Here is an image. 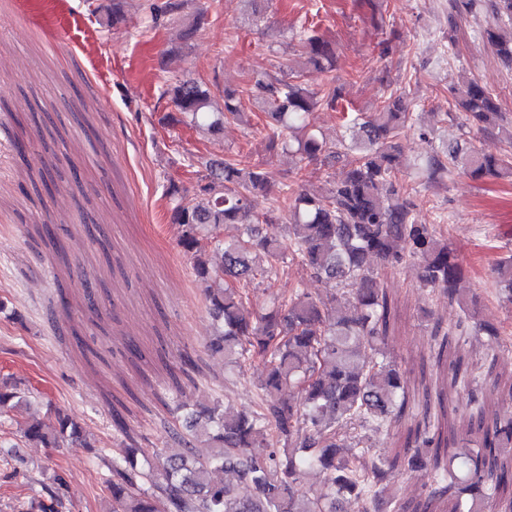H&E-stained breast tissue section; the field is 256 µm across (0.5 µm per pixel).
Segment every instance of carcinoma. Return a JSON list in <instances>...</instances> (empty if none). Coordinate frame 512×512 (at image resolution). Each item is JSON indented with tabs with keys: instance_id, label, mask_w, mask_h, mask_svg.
<instances>
[{
	"instance_id": "carcinoma-1",
	"label": "carcinoma",
	"mask_w": 512,
	"mask_h": 512,
	"mask_svg": "<svg viewBox=\"0 0 512 512\" xmlns=\"http://www.w3.org/2000/svg\"><path fill=\"white\" fill-rule=\"evenodd\" d=\"M494 22L480 36L496 56L512 67V0H490ZM184 0H165L153 20L176 17ZM479 0H452L448 22L473 13ZM299 60L280 74L257 70L246 94L224 89V111L210 110L209 91L193 79L167 85L174 110L164 120L180 124L189 116L199 126L220 131L245 116L243 96L268 106L265 127L269 147L288 150L296 158L294 175L280 184L275 210L288 216L283 231L273 213L258 214L252 201L275 186L273 172L237 152L221 161H199L195 196L179 203L172 221L181 227L178 246L192 263L194 281L205 289L208 310L218 327L207 351L224 356V365L243 371L258 360L266 368L264 382L251 405L239 411L222 400L187 410L185 431L172 433L181 448L163 455L161 448H128L112 461L108 490L112 512H346L355 500L358 512H402L391 493L396 478L431 465L436 482L428 501L448 500L447 512H512V410L492 409L484 401L479 380L457 363L447 384L467 392L470 414L464 433L479 435L476 447L458 438L442 414L425 413L416 428L423 449L402 447L392 459L379 458L349 435L350 425L369 423L390 430L411 409L406 376L386 351L392 304L375 267L416 268L421 283L448 298L461 300L464 269L439 224L416 221L414 189L399 178L405 165L398 140L406 130L431 139L422 116L411 111L404 93L391 91L378 108L348 113L350 139L329 142L308 123L317 107L336 111L343 100L336 85V50L314 26L293 34ZM315 71L326 81L306 85ZM462 116L447 113L460 127L487 131L499 126L496 99L478 81L460 76L451 86ZM346 162L344 176L326 180L323 193L306 187L308 166ZM427 179L461 172L473 180L486 177L512 181V153L475 148L465 138L431 147L419 164ZM239 233L221 247L220 259L207 258L201 231L223 225ZM293 261L307 276L340 287L324 298L296 286L276 293L271 305L250 308L252 284L259 279L272 288L288 274ZM494 281L512 302V255L495 262ZM444 333L436 353L442 364L448 337L466 336L475 306ZM176 367L192 382L199 372L189 352ZM30 390L8 378L0 380V410L29 399ZM50 432L40 421L27 426L31 443L55 447L79 429L57 415ZM209 431L208 451L197 449L198 433ZM317 473L324 488L301 494L304 477ZM63 482L49 492L50 504L40 512H60Z\"/></svg>"
}]
</instances>
